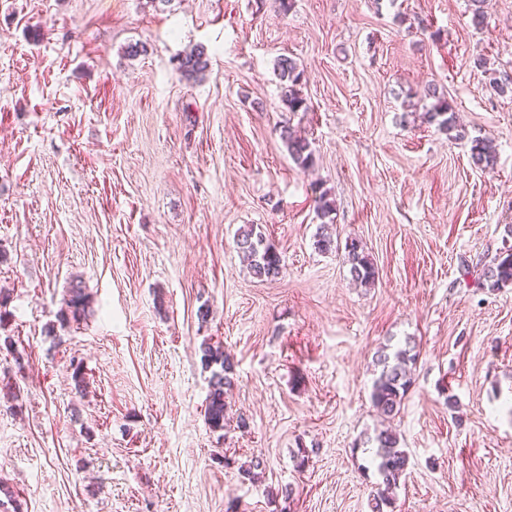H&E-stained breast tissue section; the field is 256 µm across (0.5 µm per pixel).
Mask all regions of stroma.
<instances>
[{
  "label": "stroma",
  "instance_id": "stroma-1",
  "mask_svg": "<svg viewBox=\"0 0 512 512\" xmlns=\"http://www.w3.org/2000/svg\"><path fill=\"white\" fill-rule=\"evenodd\" d=\"M197 46L210 68L188 81ZM283 56L307 111L281 101ZM506 74L512 0L479 30L470 0H0V512H371L373 360L409 340L393 512H512V288L474 271L512 245ZM437 96L466 139L425 120ZM249 224L277 280L238 253ZM352 238L370 287L350 282ZM73 281L91 303L64 327ZM206 344L234 362L220 433ZM209 58L203 47L195 48L178 57L177 71L182 78L196 81L208 71ZM280 137L288 151V155L299 167L306 170L314 165V153L310 148L309 141L305 137L296 135L288 125L282 126ZM470 158L475 167L486 169L494 165L496 152L489 142L475 139L472 140ZM236 246L247 261L254 278L260 281H274L283 271L282 258L265 235L253 225L243 228L237 235ZM344 259L350 265L349 273L353 282L364 287L374 283V265L359 240L346 241Z\"/></svg>",
  "mask_w": 512,
  "mask_h": 512
}]
</instances>
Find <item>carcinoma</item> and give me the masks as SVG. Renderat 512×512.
I'll return each mask as SVG.
<instances>
[{
	"mask_svg": "<svg viewBox=\"0 0 512 512\" xmlns=\"http://www.w3.org/2000/svg\"><path fill=\"white\" fill-rule=\"evenodd\" d=\"M209 58L202 47L195 48L178 57L177 71L187 81H196L208 71ZM281 80V101L290 112L307 111L308 106L300 94L298 85L303 71L296 60L284 56L277 62ZM429 121L438 124L440 130L455 140L465 138L462 125L448 100L438 97L427 111ZM280 137L288 155L302 169L306 170L315 163L314 153L309 141L296 135L289 126L281 128ZM471 161L478 168H489L496 161V152L492 145L484 140L474 139L471 146ZM236 246L243 259L247 261L254 278L261 281H274L283 271L282 258L276 248L268 242L265 235L250 225L237 235ZM345 262L350 265L349 273L353 282L368 287L375 281V268L366 254L362 243L352 239L345 244ZM480 279L482 284L501 289L512 287V245L503 247L489 264L483 265ZM64 304L78 318L85 312L88 294L78 283L71 284ZM418 359L415 347L406 344L394 351L382 349L375 358V367L379 373L373 380L370 399L377 412L387 418L395 417L412 384V371ZM202 362L205 367L214 365L218 369L212 372L210 390L205 411L208 427L215 431L224 430L225 404L224 389L234 384V365L230 355L219 347L205 346L202 349ZM366 444L372 446L371 461L376 469L378 481L371 498L372 512H384L391 507L392 491L406 471L409 457L399 446V438L390 430H381L367 437Z\"/></svg>",
	"mask_w": 512,
	"mask_h": 512,
	"instance_id": "1",
	"label": "carcinoma"
}]
</instances>
